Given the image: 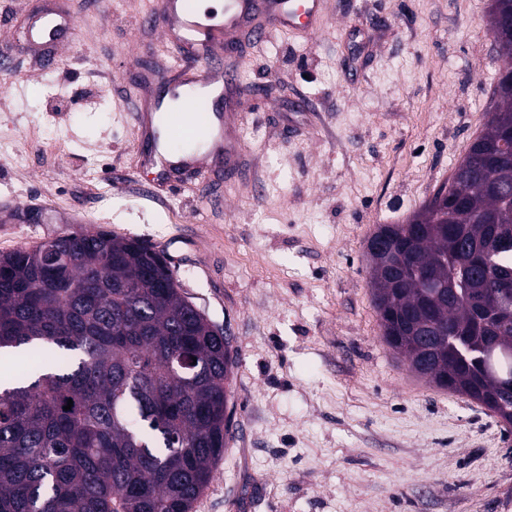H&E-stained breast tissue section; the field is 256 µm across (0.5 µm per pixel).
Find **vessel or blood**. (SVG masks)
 <instances>
[{
	"mask_svg": "<svg viewBox=\"0 0 512 512\" xmlns=\"http://www.w3.org/2000/svg\"><path fill=\"white\" fill-rule=\"evenodd\" d=\"M324 0H224L221 14L202 12L198 0H158L144 22L157 23L176 41L182 65L150 99L139 124L141 150L159 184L175 187L210 164L235 173L243 148L224 110L235 70L223 49L237 33L265 40L272 32L301 29L316 34ZM25 50L44 51L45 64L79 39L78 26L59 0L31 13L23 28ZM181 100L182 109L170 108Z\"/></svg>",
	"mask_w": 512,
	"mask_h": 512,
	"instance_id": "obj_1",
	"label": "vessel or blood"
}]
</instances>
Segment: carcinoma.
I'll use <instances>...</instances> for the list:
<instances>
[{"label": "carcinoma", "instance_id": "carcinoma-1", "mask_svg": "<svg viewBox=\"0 0 512 512\" xmlns=\"http://www.w3.org/2000/svg\"><path fill=\"white\" fill-rule=\"evenodd\" d=\"M490 27L511 62L466 180L378 225L367 257L388 348L512 426V323L471 303L512 290V207L491 190L512 172V0H491ZM464 242L486 267L441 300L421 272ZM0 361V512H192L232 438V345L137 239L79 231L1 254Z\"/></svg>", "mask_w": 512, "mask_h": 512}]
</instances>
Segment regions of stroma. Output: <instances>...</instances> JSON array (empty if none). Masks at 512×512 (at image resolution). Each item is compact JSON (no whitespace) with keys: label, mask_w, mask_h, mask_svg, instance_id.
<instances>
[{"label":"stroma","mask_w":512,"mask_h":512,"mask_svg":"<svg viewBox=\"0 0 512 512\" xmlns=\"http://www.w3.org/2000/svg\"><path fill=\"white\" fill-rule=\"evenodd\" d=\"M65 2L79 43L0 71V254L82 229L144 241L230 336L233 438L192 512H512V428L384 344L366 255L484 129L507 64L490 0H328L318 34L243 47L247 175L163 190L139 71L181 57L135 25L154 0Z\"/></svg>","instance_id":"stroma-1"}]
</instances>
